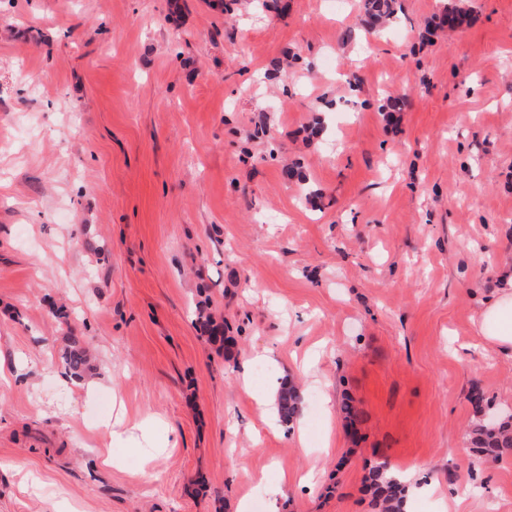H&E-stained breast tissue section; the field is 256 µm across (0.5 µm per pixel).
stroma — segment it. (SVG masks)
<instances>
[{
    "label": "stroma",
    "instance_id": "obj_1",
    "mask_svg": "<svg viewBox=\"0 0 512 512\" xmlns=\"http://www.w3.org/2000/svg\"><path fill=\"white\" fill-rule=\"evenodd\" d=\"M449 2L379 33L361 0H0V512H372L378 460L512 512L469 435L472 391L512 408V355L474 346L512 266V0L452 31ZM262 353L294 430L241 384ZM121 409L166 447L102 446ZM63 360L68 371L74 377H81L88 362L87 349L79 344L76 338H73L63 353ZM277 407L282 420L291 424L300 412V397L296 388L284 383L277 394Z\"/></svg>",
    "mask_w": 512,
    "mask_h": 512
}]
</instances>
